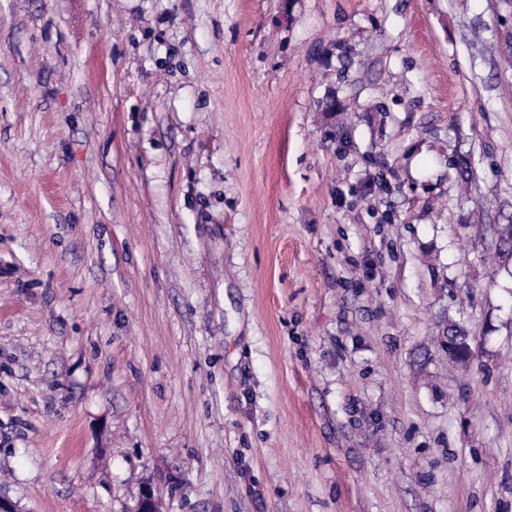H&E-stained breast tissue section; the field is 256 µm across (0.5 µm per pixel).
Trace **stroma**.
<instances>
[{"label":"stroma","instance_id":"35a3bbf8","mask_svg":"<svg viewBox=\"0 0 512 512\" xmlns=\"http://www.w3.org/2000/svg\"><path fill=\"white\" fill-rule=\"evenodd\" d=\"M504 224L512 0H0V497L512 512Z\"/></svg>","mask_w":512,"mask_h":512}]
</instances>
